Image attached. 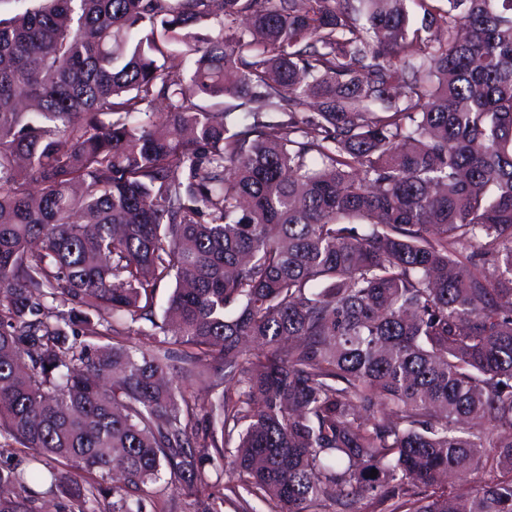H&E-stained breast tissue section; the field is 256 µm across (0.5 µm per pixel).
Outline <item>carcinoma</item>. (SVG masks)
<instances>
[{
  "label": "carcinoma",
  "instance_id": "obj_1",
  "mask_svg": "<svg viewBox=\"0 0 512 512\" xmlns=\"http://www.w3.org/2000/svg\"><path fill=\"white\" fill-rule=\"evenodd\" d=\"M232 440L195 512H512V0L0 20V512ZM234 452V444L232 443L226 452H224V478L221 479L220 486H215L216 481V474L214 469L206 465V476H205V483L202 484V486H199V490L202 496H207L210 493H214L215 495H218V489H221L222 486H228V485H234L238 481V473L239 471L230 463L231 462V455Z\"/></svg>",
  "mask_w": 512,
  "mask_h": 512
}]
</instances>
